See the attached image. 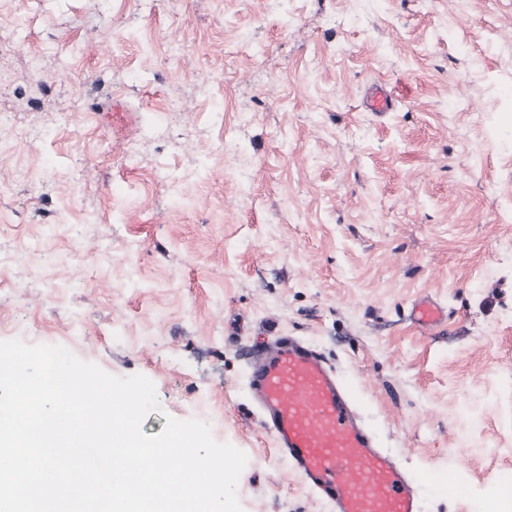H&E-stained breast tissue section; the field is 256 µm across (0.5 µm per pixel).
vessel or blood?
I'll list each match as a JSON object with an SVG mask.
<instances>
[{
    "mask_svg": "<svg viewBox=\"0 0 512 512\" xmlns=\"http://www.w3.org/2000/svg\"><path fill=\"white\" fill-rule=\"evenodd\" d=\"M441 316L431 301L410 312L421 326ZM249 390L274 447L331 512H419L411 479L354 416L347 389L314 347L279 337L255 357Z\"/></svg>",
    "mask_w": 512,
    "mask_h": 512,
    "instance_id": "vessel-or-blood-1",
    "label": "vessel or blood"
}]
</instances>
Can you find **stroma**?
<instances>
[{"label":"stroma","mask_w":512,"mask_h":512,"mask_svg":"<svg viewBox=\"0 0 512 512\" xmlns=\"http://www.w3.org/2000/svg\"><path fill=\"white\" fill-rule=\"evenodd\" d=\"M0 26L46 60L40 76L10 60L19 91L0 96V128L42 133L0 166V341L149 378L160 408L143 432L208 423L247 456L243 512H328L246 383L257 350L298 337L415 480L420 512H512V0H0ZM176 26L170 58L149 34ZM65 68L97 81L88 101L56 80ZM379 81L395 105L366 111ZM175 91L182 111H158ZM115 104L137 124L104 128ZM78 242L85 280L67 261ZM423 298L444 311L424 328L409 320Z\"/></svg>","instance_id":"1"}]
</instances>
